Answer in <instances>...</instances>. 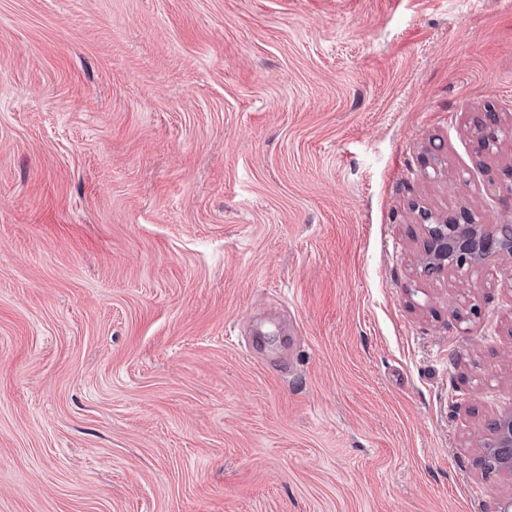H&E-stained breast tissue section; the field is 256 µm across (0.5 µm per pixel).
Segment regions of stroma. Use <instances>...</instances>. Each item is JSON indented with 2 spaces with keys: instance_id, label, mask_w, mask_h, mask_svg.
Instances as JSON below:
<instances>
[{
  "instance_id": "35a3bbf8",
  "label": "stroma",
  "mask_w": 512,
  "mask_h": 512,
  "mask_svg": "<svg viewBox=\"0 0 512 512\" xmlns=\"http://www.w3.org/2000/svg\"><path fill=\"white\" fill-rule=\"evenodd\" d=\"M511 169L512 0H0V512H493ZM417 223L425 234L422 271L428 276L459 272L491 255L512 254V225L496 224L490 232L482 217L465 206L446 215L419 210Z\"/></svg>"
}]
</instances>
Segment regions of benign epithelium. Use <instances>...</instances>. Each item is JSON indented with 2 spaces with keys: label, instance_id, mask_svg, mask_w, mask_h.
I'll list each match as a JSON object with an SVG mask.
<instances>
[{
  "label": "benign epithelium",
  "instance_id": "benign-epithelium-1",
  "mask_svg": "<svg viewBox=\"0 0 512 512\" xmlns=\"http://www.w3.org/2000/svg\"><path fill=\"white\" fill-rule=\"evenodd\" d=\"M500 117L485 112L476 120L480 145L493 136ZM418 224L425 234L422 271L433 277L459 272L495 254H512V225L498 224L487 230L482 217L462 206L448 214L428 209L418 211ZM486 462L497 471L512 473V413L500 414L486 424Z\"/></svg>",
  "mask_w": 512,
  "mask_h": 512
}]
</instances>
